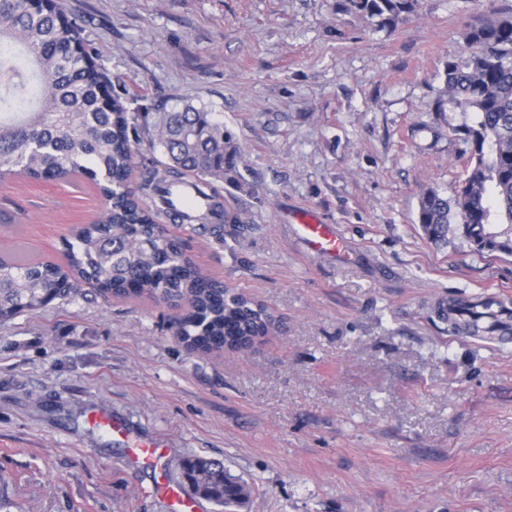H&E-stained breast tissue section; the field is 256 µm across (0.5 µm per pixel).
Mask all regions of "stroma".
<instances>
[{
	"label": "stroma",
	"mask_w": 512,
	"mask_h": 512,
	"mask_svg": "<svg viewBox=\"0 0 512 512\" xmlns=\"http://www.w3.org/2000/svg\"><path fill=\"white\" fill-rule=\"evenodd\" d=\"M64 5L128 112L223 121L245 185L219 184L220 231L174 232L280 325L205 354L176 336L182 309L90 287L0 324V512H169L156 481L187 489L198 457L248 484L236 512H512V333L436 314L459 295L512 309V256L436 247L417 222L421 194L454 197L464 174L445 65L512 0H416L393 26L347 0ZM103 205L85 179H0V249L63 262ZM307 214L346 256L309 254ZM139 439L163 442L157 464L131 457Z\"/></svg>",
	"instance_id": "stroma-1"
}]
</instances>
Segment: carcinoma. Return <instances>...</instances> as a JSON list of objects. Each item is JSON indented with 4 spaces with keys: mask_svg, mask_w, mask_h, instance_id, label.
<instances>
[{
    "mask_svg": "<svg viewBox=\"0 0 512 512\" xmlns=\"http://www.w3.org/2000/svg\"><path fill=\"white\" fill-rule=\"evenodd\" d=\"M384 24L413 8V0H349ZM76 21L63 7L31 12L23 0H0V177L41 180L83 176L112 196L96 220L68 243L66 265L16 252L0 254V322L36 311L88 284L104 295L184 301L189 313L177 334L202 352L236 349L266 335L275 318L262 304L203 276L165 225L162 214L187 215L143 198H159L184 178L197 188L214 181L242 185L224 123L186 104L143 125L167 162L133 191L130 131L136 117L112 100L101 106L103 73L94 58L71 52ZM465 53L446 64L448 134L469 149L453 201L428 189L417 221L427 238L446 247L461 235L476 254L512 255V15L490 18L465 32ZM461 110L463 121L455 122ZM193 489L222 512L249 496L241 478L211 460L182 464Z\"/></svg>",
    "mask_w": 512,
    "mask_h": 512,
    "instance_id": "carcinoma-1",
    "label": "carcinoma"
}]
</instances>
